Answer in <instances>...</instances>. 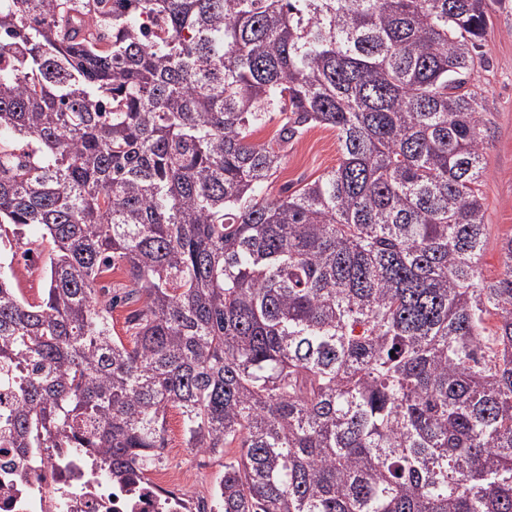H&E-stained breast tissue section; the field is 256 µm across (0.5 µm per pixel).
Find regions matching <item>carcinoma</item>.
Returning a JSON list of instances; mask_svg holds the SVG:
<instances>
[{"mask_svg":"<svg viewBox=\"0 0 512 512\" xmlns=\"http://www.w3.org/2000/svg\"><path fill=\"white\" fill-rule=\"evenodd\" d=\"M487 21L486 0H0V445L96 448L133 483L175 408L188 447L238 449L222 512H512ZM316 126L338 165L273 194ZM46 243L31 302L13 264ZM136 303L128 346L112 311Z\"/></svg>","mask_w":512,"mask_h":512,"instance_id":"obj_1","label":"carcinoma"}]
</instances>
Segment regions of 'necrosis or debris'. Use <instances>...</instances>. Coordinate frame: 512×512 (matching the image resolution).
Returning <instances> with one entry per match:
<instances>
[{"mask_svg": "<svg viewBox=\"0 0 512 512\" xmlns=\"http://www.w3.org/2000/svg\"><path fill=\"white\" fill-rule=\"evenodd\" d=\"M218 497L197 502L161 470L126 486L106 477L90 454L71 448H0V512H219Z\"/></svg>", "mask_w": 512, "mask_h": 512, "instance_id": "obj_1", "label": "necrosis or debris"}]
</instances>
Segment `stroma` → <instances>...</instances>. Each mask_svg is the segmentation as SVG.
<instances>
[{"label":"stroma","mask_w":512,"mask_h":512,"mask_svg":"<svg viewBox=\"0 0 512 512\" xmlns=\"http://www.w3.org/2000/svg\"><path fill=\"white\" fill-rule=\"evenodd\" d=\"M488 23L478 53L485 68L475 71L471 82L483 93L485 111L493 122L485 132L486 174L481 187L487 243L479 270L489 281L501 273L499 246L512 236V0H486ZM340 158L333 131L315 127L288 148V156L272 185L298 189L335 167ZM170 431L162 457L166 469L177 472L181 487L194 496L207 495L224 473V456H202L187 447L175 414H168Z\"/></svg>","instance_id":"obj_1"}]
</instances>
